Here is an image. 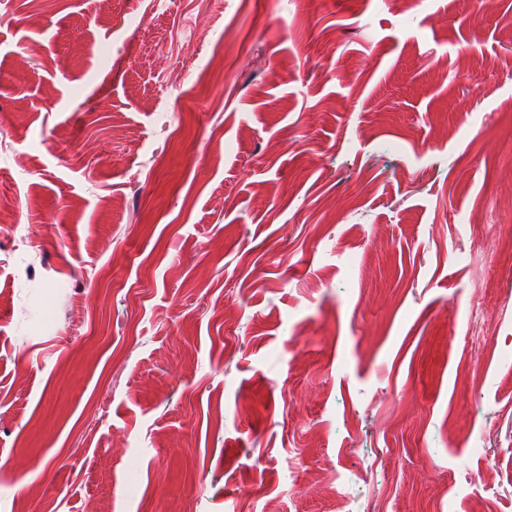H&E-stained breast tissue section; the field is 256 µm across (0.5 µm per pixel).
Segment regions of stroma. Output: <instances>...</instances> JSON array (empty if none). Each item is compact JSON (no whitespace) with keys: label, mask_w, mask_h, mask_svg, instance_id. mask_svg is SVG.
<instances>
[{"label":"stroma","mask_w":512,"mask_h":512,"mask_svg":"<svg viewBox=\"0 0 512 512\" xmlns=\"http://www.w3.org/2000/svg\"><path fill=\"white\" fill-rule=\"evenodd\" d=\"M465 6L0 0V512H512V0Z\"/></svg>","instance_id":"1"}]
</instances>
